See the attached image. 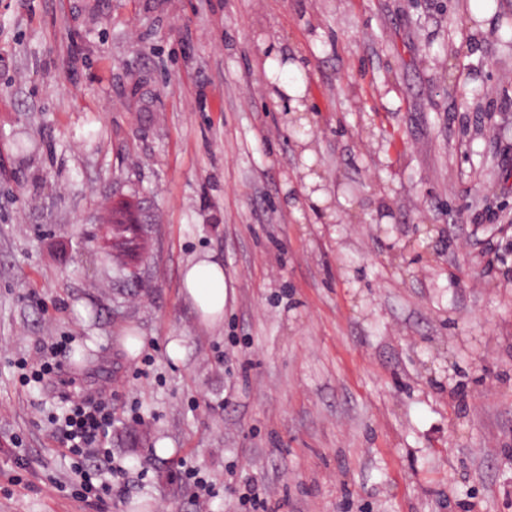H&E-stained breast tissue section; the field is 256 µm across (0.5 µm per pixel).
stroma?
<instances>
[{
    "label": "stroma",
    "mask_w": 512,
    "mask_h": 512,
    "mask_svg": "<svg viewBox=\"0 0 512 512\" xmlns=\"http://www.w3.org/2000/svg\"><path fill=\"white\" fill-rule=\"evenodd\" d=\"M494 4L0 0V512H89L52 434L68 394L112 402L103 512H240L248 479L268 512H512ZM273 45L302 57L334 220L286 204L305 164L257 67ZM119 200L152 240L131 274L99 247ZM205 251L232 290L215 328L180 292Z\"/></svg>",
    "instance_id": "35a3bbf8"
}]
</instances>
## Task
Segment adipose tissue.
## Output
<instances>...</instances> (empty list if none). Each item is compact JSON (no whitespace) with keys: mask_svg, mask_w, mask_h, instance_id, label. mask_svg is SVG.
<instances>
[{"mask_svg":"<svg viewBox=\"0 0 512 512\" xmlns=\"http://www.w3.org/2000/svg\"><path fill=\"white\" fill-rule=\"evenodd\" d=\"M267 96L278 111L287 113L291 123L308 126L309 93L301 74L300 57L281 61L279 52L271 51L263 58ZM181 294L193 308L200 324L216 327L224 320V307L229 288L224 265L213 253L204 252L188 261L181 270Z\"/></svg>","mask_w":512,"mask_h":512,"instance_id":"ef3b65f1","label":"adipose tissue"}]
</instances>
